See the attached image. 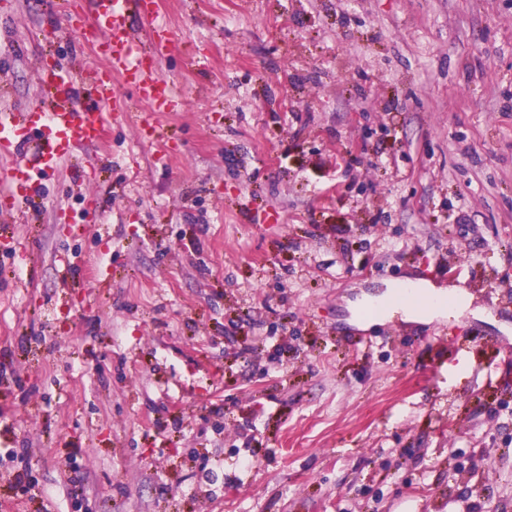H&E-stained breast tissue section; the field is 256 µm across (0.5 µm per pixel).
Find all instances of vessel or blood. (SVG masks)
<instances>
[{"mask_svg":"<svg viewBox=\"0 0 512 512\" xmlns=\"http://www.w3.org/2000/svg\"><path fill=\"white\" fill-rule=\"evenodd\" d=\"M81 10L70 20L82 29L101 36V48L110 67L83 72L69 70L53 62H43L39 83L51 94L48 107H27L0 114V157L10 158L0 169V204L8 210L20 209L37 192V177L57 172L75 148L102 141L112 124L111 113L101 111L99 101H113L117 93L113 74L128 78L159 111H171L182 99L171 82L156 68L146 66L147 52L135 30L126 23L121 0H80ZM86 87L97 103L79 106L78 89Z\"/></svg>","mask_w":512,"mask_h":512,"instance_id":"1","label":"vessel or blood"}]
</instances>
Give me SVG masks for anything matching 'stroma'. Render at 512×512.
Wrapping results in <instances>:
<instances>
[{
	"instance_id": "35a3bbf8",
	"label": "stroma",
	"mask_w": 512,
	"mask_h": 512,
	"mask_svg": "<svg viewBox=\"0 0 512 512\" xmlns=\"http://www.w3.org/2000/svg\"><path fill=\"white\" fill-rule=\"evenodd\" d=\"M158 8L182 109L0 213V512H512V0ZM69 9L0 0V112L104 67Z\"/></svg>"
}]
</instances>
